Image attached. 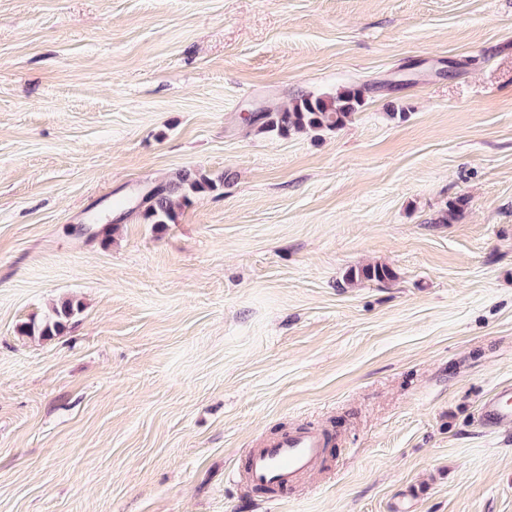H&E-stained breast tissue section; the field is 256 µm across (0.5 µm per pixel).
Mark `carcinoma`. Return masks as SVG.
<instances>
[{
  "mask_svg": "<svg viewBox=\"0 0 512 512\" xmlns=\"http://www.w3.org/2000/svg\"><path fill=\"white\" fill-rule=\"evenodd\" d=\"M363 100L360 88H345L334 96H301L276 112H256L252 124L263 134L288 136L307 131H334L345 126ZM216 182L201 170H184L167 184L158 185L144 198L141 218L147 224H173L177 209L189 203L190 197L213 191ZM392 278L383 266H366L350 273L348 281L376 280L384 282ZM78 307L65 300L54 307L39 321H30L20 327L26 336L50 339L62 334L69 326Z\"/></svg>",
  "mask_w": 512,
  "mask_h": 512,
  "instance_id": "obj_1",
  "label": "carcinoma"
}]
</instances>
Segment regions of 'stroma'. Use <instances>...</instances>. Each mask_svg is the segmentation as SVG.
Returning <instances> with one entry per match:
<instances>
[{"instance_id": "35a3bbf8", "label": "stroma", "mask_w": 512, "mask_h": 512, "mask_svg": "<svg viewBox=\"0 0 512 512\" xmlns=\"http://www.w3.org/2000/svg\"><path fill=\"white\" fill-rule=\"evenodd\" d=\"M189 168L176 223L117 209ZM507 384L512 0H0V512H512ZM296 427L323 467L241 481ZM362 100L361 88H345L335 96H301L276 112H255L251 121L259 133L277 136L334 131L351 120ZM79 310L78 305L70 300L62 301L52 307L51 312L39 321H30L20 327V332L26 336H38L50 339L62 334L69 326L71 319ZM480 419L489 431L512 426V386L498 387L481 401Z\"/></svg>"}]
</instances>
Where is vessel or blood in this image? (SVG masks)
<instances>
[{"label": "vessel or blood", "mask_w": 512, "mask_h": 512, "mask_svg": "<svg viewBox=\"0 0 512 512\" xmlns=\"http://www.w3.org/2000/svg\"><path fill=\"white\" fill-rule=\"evenodd\" d=\"M480 419L489 431L512 426V386L496 388L482 400ZM325 451L323 434L298 428L250 449L242 476L247 484L285 491L317 470Z\"/></svg>", "instance_id": "vessel-or-blood-1"}]
</instances>
